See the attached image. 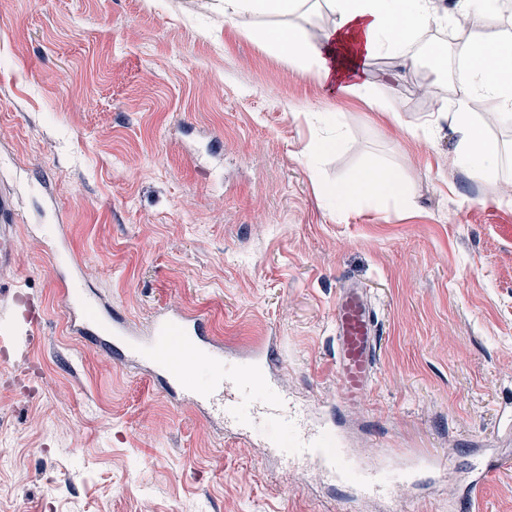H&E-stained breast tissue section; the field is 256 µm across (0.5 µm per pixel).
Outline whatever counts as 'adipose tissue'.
Returning a JSON list of instances; mask_svg holds the SVG:
<instances>
[{
	"label": "adipose tissue",
	"mask_w": 512,
	"mask_h": 512,
	"mask_svg": "<svg viewBox=\"0 0 512 512\" xmlns=\"http://www.w3.org/2000/svg\"><path fill=\"white\" fill-rule=\"evenodd\" d=\"M307 0H224V21L235 23L250 14L293 15ZM333 15L319 34L301 25L275 35L277 49L313 71L335 96L354 94L377 106L368 76L370 60L385 57L415 63L410 47L432 23L462 26L471 16L481 19L477 38L461 42L459 52L468 62L464 88L458 97L441 102L421 124L405 123L407 132L435 134L450 123L457 134L456 163L479 178L493 175L501 162L498 145L489 140L470 110L473 99L489 105L493 120H512V35L505 30L497 0H324ZM344 204L372 199L400 203L403 184L388 169L367 166L335 191Z\"/></svg>",
	"instance_id": "1"
}]
</instances>
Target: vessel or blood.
Instances as JSON below:
<instances>
[{"mask_svg":"<svg viewBox=\"0 0 512 512\" xmlns=\"http://www.w3.org/2000/svg\"><path fill=\"white\" fill-rule=\"evenodd\" d=\"M13 197L0 188V282L7 280L17 254L14 235ZM59 280L71 330L91 344L123 347L131 358H141L167 383L173 394L201 408L217 410L225 422L247 430L257 421L276 423L287 437L267 435L273 454L283 465L310 462L323 477L350 487L358 497H387L395 487L411 483L415 472L406 461L390 467L369 463L352 454L346 440H334L325 422H312L306 412L291 407L276 388L271 368L280 360L276 346L261 347L235 364L224 357L221 344L208 336L203 314L178 309L162 312L147 327L146 339L134 338L118 321H110L107 333L88 321L96 303L78 298L79 279L67 266H59ZM39 310L0 321V347L41 345L37 332ZM336 379L343 398L362 401L377 364L379 323L363 288L351 284L339 292L335 305Z\"/></svg>","mask_w":512,"mask_h":512,"instance_id":"vessel-or-blood-1","label":"vessel or blood"}]
</instances>
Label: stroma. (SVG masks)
Instances as JSON below:
<instances>
[{"label":"stroma","instance_id":"obj_1","mask_svg":"<svg viewBox=\"0 0 512 512\" xmlns=\"http://www.w3.org/2000/svg\"><path fill=\"white\" fill-rule=\"evenodd\" d=\"M282 16L224 21V0H0V185L14 199L15 292L43 309L28 376L0 361V512H448L477 452L510 458L480 486L512 512V125L484 133L488 180L454 161L450 127L401 121L418 68L373 62L380 114L335 97L259 32ZM336 117L317 125L314 114ZM342 132L309 164L305 147ZM396 171L407 203L330 193L359 169ZM141 333L166 308L200 312L242 352L277 337L282 384L339 422L350 447L449 464L443 478L355 500L261 434L239 436L146 373L74 335L56 265ZM366 288L381 326L363 404H341L333 306Z\"/></svg>","mask_w":512,"mask_h":512}]
</instances>
